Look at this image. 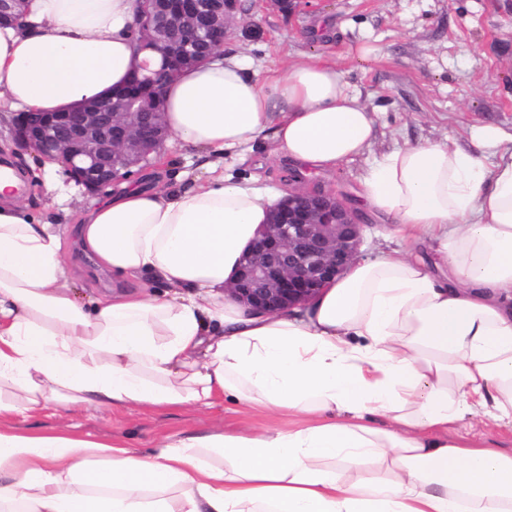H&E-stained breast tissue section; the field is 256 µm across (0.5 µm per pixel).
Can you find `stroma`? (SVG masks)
Wrapping results in <instances>:
<instances>
[{"label":"stroma","instance_id":"obj_1","mask_svg":"<svg viewBox=\"0 0 512 512\" xmlns=\"http://www.w3.org/2000/svg\"><path fill=\"white\" fill-rule=\"evenodd\" d=\"M227 42L254 70L285 68L312 57L334 60L350 90L374 114L377 136L364 154L333 172L298 173L300 184L321 186L347 203L355 202L359 178L382 153L448 136L468 145L472 125H492L512 134V0H310L283 13L260 0H241L230 22ZM377 55L359 60L361 48ZM259 140L243 157L225 156L224 172L241 180L262 173L266 185L288 182L290 163L270 155ZM58 183L45 195L44 179L33 178L24 194L30 212L47 224H66L90 197L64 170L48 171ZM360 260L371 262L407 248L391 227L363 215ZM69 272L80 297L129 291L133 282L98 269L75 239L65 244ZM14 429L72 433L125 443L145 453L167 436L183 438L226 431L261 433L287 428L285 414H271L227 399L214 407H88L63 412L48 407L16 416Z\"/></svg>","mask_w":512,"mask_h":512}]
</instances>
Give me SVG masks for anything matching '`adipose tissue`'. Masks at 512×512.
Listing matches in <instances>:
<instances>
[{
    "instance_id": "obj_1",
    "label": "adipose tissue",
    "mask_w": 512,
    "mask_h": 512,
    "mask_svg": "<svg viewBox=\"0 0 512 512\" xmlns=\"http://www.w3.org/2000/svg\"><path fill=\"white\" fill-rule=\"evenodd\" d=\"M137 12V0H27L0 25V114L122 83L142 58ZM165 121L198 149L201 176L117 183L78 221L84 251L149 279L141 291L80 298L60 232L0 178V422L50 403L231 397L292 425L167 437L147 454L0 426V512H512V452L452 436L482 418L512 428V138L474 126L469 147L443 138L376 159L357 206L409 249L353 260L305 308L271 316L226 289L296 188L226 180L224 155L263 138L332 171L373 144L372 111L333 62L261 73L220 49L167 87Z\"/></svg>"
}]
</instances>
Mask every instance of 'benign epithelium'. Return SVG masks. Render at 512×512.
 <instances>
[{
    "mask_svg": "<svg viewBox=\"0 0 512 512\" xmlns=\"http://www.w3.org/2000/svg\"><path fill=\"white\" fill-rule=\"evenodd\" d=\"M144 60L129 81L102 96L55 112H21L16 142L66 173L89 194L111 187L161 153L168 137L162 90L224 45L237 0H139ZM24 0H0V22L23 15ZM363 225L331 191L292 195L260 226L244 250L228 292L253 310L278 314L302 308L340 278L356 258Z\"/></svg>",
    "mask_w": 512,
    "mask_h": 512,
    "instance_id": "obj_1",
    "label": "benign epithelium"
}]
</instances>
